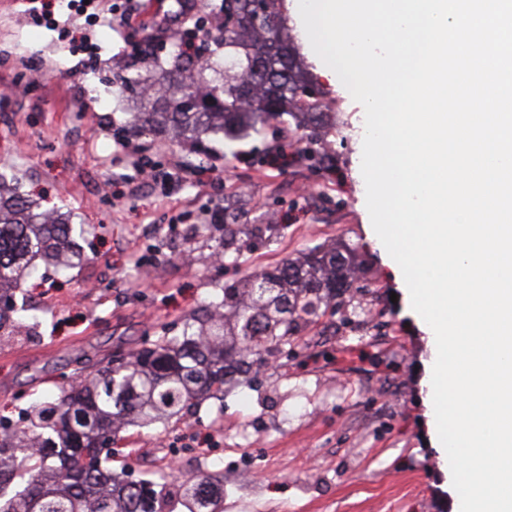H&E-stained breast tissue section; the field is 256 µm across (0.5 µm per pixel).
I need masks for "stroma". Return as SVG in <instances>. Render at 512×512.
I'll return each mask as SVG.
<instances>
[{
	"instance_id": "stroma-1",
	"label": "stroma",
	"mask_w": 512,
	"mask_h": 512,
	"mask_svg": "<svg viewBox=\"0 0 512 512\" xmlns=\"http://www.w3.org/2000/svg\"><path fill=\"white\" fill-rule=\"evenodd\" d=\"M291 37L329 116L324 169L294 127L272 126L225 145L197 185L186 146L148 138L122 145L123 118L104 81L125 68L128 32L61 10L39 22L34 0H0V173L16 175L44 206L83 226L86 260L56 286L24 284L35 332L0 342V415L18 418L93 365L173 331L224 282L316 245L344 241L366 268L364 292L320 315L286 355L258 365L255 383L225 390L180 421L132 426L112 468L165 477L169 489L199 472L224 477V512H453L457 493L439 459L425 382L427 335L377 244L361 173L365 112L313 51L295 0ZM157 163L141 180L137 157ZM225 223L277 224L279 233L215 263L194 233L205 209ZM196 442L194 457L157 466L156 451ZM224 451L213 465L212 449Z\"/></svg>"
}]
</instances>
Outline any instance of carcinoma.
I'll return each mask as SVG.
<instances>
[{"label": "carcinoma", "instance_id": "cac0c4a2", "mask_svg": "<svg viewBox=\"0 0 512 512\" xmlns=\"http://www.w3.org/2000/svg\"><path fill=\"white\" fill-rule=\"evenodd\" d=\"M277 0H264L257 19L246 0H222L224 23L200 65L183 57V39L170 44L168 66L151 78L138 71L123 80L137 88L118 132L126 137L187 140L184 165L201 168L216 154L211 139L233 140L288 113L313 84L282 34ZM67 212L44 210L24 197L17 180L0 176V301L25 280L68 274L82 256ZM216 249L240 256L237 230L224 225ZM356 250L314 247L272 270L225 285L212 300L125 362L90 371L81 383L33 403L23 426L0 422V512H174L166 485L132 481L112 471L110 445L130 425L165 423L195 405L202 394L275 355L319 313L339 309L357 282ZM24 306L0 309V341L37 327ZM224 484L209 474L187 482L182 512H223Z\"/></svg>", "mask_w": 512, "mask_h": 512}]
</instances>
